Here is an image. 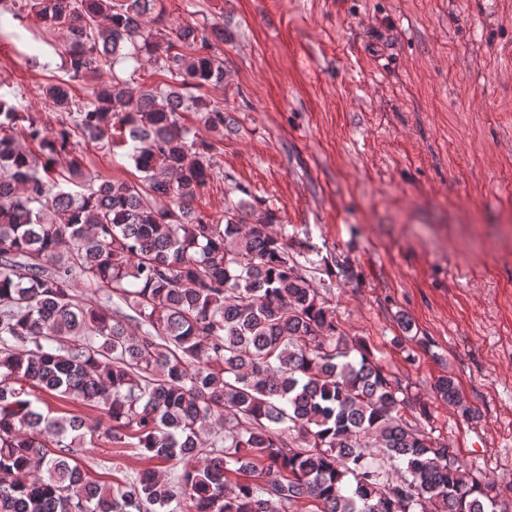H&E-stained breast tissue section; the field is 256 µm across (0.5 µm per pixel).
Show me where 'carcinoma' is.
<instances>
[{"mask_svg":"<svg viewBox=\"0 0 512 512\" xmlns=\"http://www.w3.org/2000/svg\"><path fill=\"white\" fill-rule=\"evenodd\" d=\"M155 2L10 0L64 36L70 77L145 52L169 81L135 92L114 72L85 102L67 80L44 86L53 122L0 94V512H512L412 423L429 402L338 327L312 245L271 209L248 222L242 200L195 211L224 174L182 114L220 135L234 122L191 93L224 86L210 43L224 29L147 34ZM79 136L131 146L142 179L62 189L84 177ZM78 277L97 300L77 299ZM431 390L472 414L453 377ZM72 402L106 426L87 430ZM102 445L144 467L92 478L79 455Z\"/></svg>","mask_w":512,"mask_h":512,"instance_id":"1","label":"carcinoma"}]
</instances>
